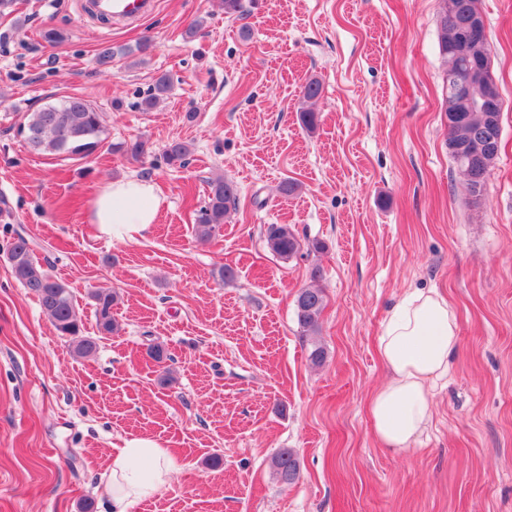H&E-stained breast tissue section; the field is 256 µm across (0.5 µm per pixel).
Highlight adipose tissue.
<instances>
[{"instance_id":"1","label":"adipose tissue","mask_w":512,"mask_h":512,"mask_svg":"<svg viewBox=\"0 0 512 512\" xmlns=\"http://www.w3.org/2000/svg\"><path fill=\"white\" fill-rule=\"evenodd\" d=\"M159 206L152 180L120 178L97 193L89 221L98 237L134 241L156 224ZM458 345L456 313L437 291H411L391 310L378 342L389 378L369 405L373 433L385 447L408 450L427 430L433 390L447 377ZM175 468L156 440L126 441L100 478L105 512H129L137 501L157 494Z\"/></svg>"}]
</instances>
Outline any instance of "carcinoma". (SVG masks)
<instances>
[{
  "label": "carcinoma",
  "mask_w": 512,
  "mask_h": 512,
  "mask_svg": "<svg viewBox=\"0 0 512 512\" xmlns=\"http://www.w3.org/2000/svg\"><path fill=\"white\" fill-rule=\"evenodd\" d=\"M441 10L438 22V46L446 70L457 66L448 55V0H440ZM170 87L169 77L159 76L151 93L143 100L142 107L149 111L163 99ZM321 86L316 80L309 81L302 90L300 119L303 126L313 131L319 121L316 105L320 98ZM464 121L458 127L448 128V141L465 144L482 140L489 128L475 112L463 113ZM24 141L35 151L49 156L83 159L103 147L106 140L103 114L81 96H66L55 102L46 103L27 113L26 122L20 126ZM119 149L133 160L149 153L148 140L137 137L122 143ZM191 154V145L179 139L171 140L165 147L164 157L171 167H182ZM450 158L454 170L462 181L464 170L468 169L484 178L490 165L478 155L469 152L452 153ZM208 196L205 206L197 216L194 232L197 240L209 241L222 227L230 211L238 204L237 185L228 179L218 177L208 181ZM268 248L282 259L293 257L300 244L293 231L284 224H271L266 231ZM16 263L10 265L12 276L26 292L36 298L42 310L49 316L60 336L72 339L73 351L79 357H90L96 352V343L81 335V318L72 291L62 280L49 274L36 260L27 239L19 236L8 248ZM91 298L95 302L97 325L100 332L110 334L115 324L112 320V306L116 296L109 288H97ZM325 307L323 291L319 288L301 289L295 298L297 323L303 335H314L319 331L320 318ZM276 475L284 483L295 482L300 475L299 459L292 448H281L272 459Z\"/></svg>",
  "instance_id": "cac0c4a2"
}]
</instances>
